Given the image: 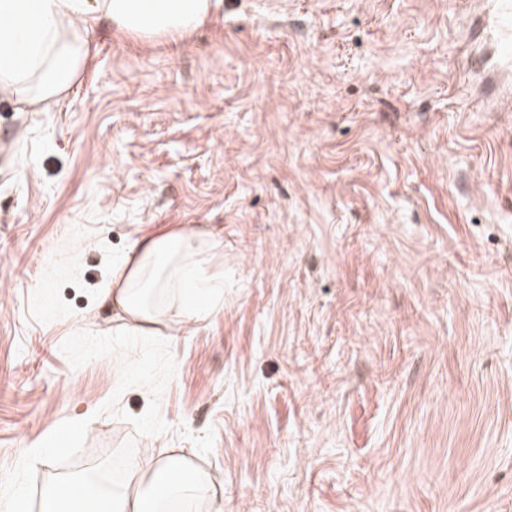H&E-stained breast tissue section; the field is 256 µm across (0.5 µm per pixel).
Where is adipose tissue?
Masks as SVG:
<instances>
[{
    "label": "adipose tissue",
    "instance_id": "ef3b65f1",
    "mask_svg": "<svg viewBox=\"0 0 512 512\" xmlns=\"http://www.w3.org/2000/svg\"><path fill=\"white\" fill-rule=\"evenodd\" d=\"M222 0H0V95L30 112L66 99L85 69L98 27L143 43L180 40L207 24ZM224 250L208 226L179 227L135 241L100 288L119 336H158L175 322L199 323L224 301V279L210 275ZM131 480L102 491L74 489L80 512H167L159 489L224 512L206 472L187 457L146 453Z\"/></svg>",
    "mask_w": 512,
    "mask_h": 512
}]
</instances>
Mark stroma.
<instances>
[{"label": "stroma", "instance_id": "obj_1", "mask_svg": "<svg viewBox=\"0 0 512 512\" xmlns=\"http://www.w3.org/2000/svg\"><path fill=\"white\" fill-rule=\"evenodd\" d=\"M479 13L224 0L176 42L100 29L52 111L1 99L0 476L86 418L76 466L176 448L224 512H512V112L474 82ZM198 224L224 307L169 337L172 431L140 436L103 406L149 390L60 345L111 332L137 238Z\"/></svg>", "mask_w": 512, "mask_h": 512}]
</instances>
